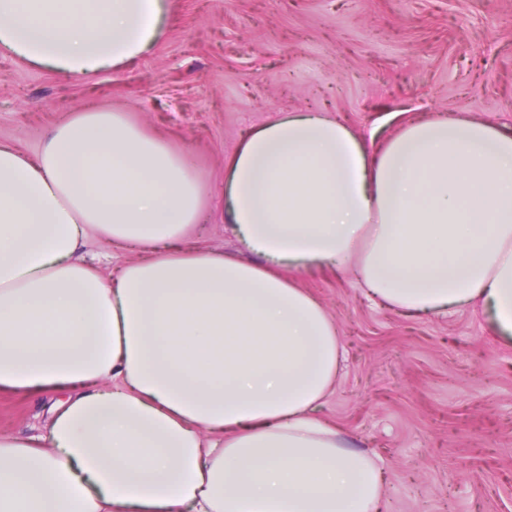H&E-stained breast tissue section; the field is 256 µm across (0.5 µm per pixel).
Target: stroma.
I'll return each instance as SVG.
<instances>
[{"label": "stroma", "instance_id": "35a3bbf8", "mask_svg": "<svg viewBox=\"0 0 512 512\" xmlns=\"http://www.w3.org/2000/svg\"><path fill=\"white\" fill-rule=\"evenodd\" d=\"M127 112L187 152L211 192L246 134L324 111L383 139L404 117L465 112L512 129V0H170L158 42L92 77L0 51V140L36 154L78 104ZM203 251L251 254L221 206ZM345 351L320 414L384 467L387 512H512V342L468 307L403 316L330 266L296 271ZM65 392L0 393V432L46 434Z\"/></svg>", "mask_w": 512, "mask_h": 512}]
</instances>
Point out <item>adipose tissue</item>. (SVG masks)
Here are the masks:
<instances>
[{
  "mask_svg": "<svg viewBox=\"0 0 512 512\" xmlns=\"http://www.w3.org/2000/svg\"><path fill=\"white\" fill-rule=\"evenodd\" d=\"M167 0H0V48L88 76L161 36ZM187 153L79 107L35 154L0 142V390L64 389L47 435L0 434V512H380L385 474L317 410L343 350L287 277L330 265L407 314L481 302L512 339V133L464 113L374 145L289 112L227 163L224 219L258 263L187 248ZM143 259L102 277L84 238Z\"/></svg>",
  "mask_w": 512,
  "mask_h": 512,
  "instance_id": "ef3b65f1",
  "label": "adipose tissue"
}]
</instances>
